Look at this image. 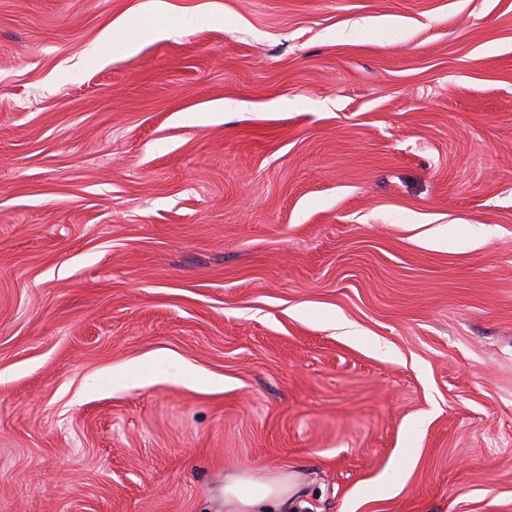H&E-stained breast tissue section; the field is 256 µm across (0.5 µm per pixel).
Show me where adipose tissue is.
I'll list each match as a JSON object with an SVG mask.
<instances>
[{"label": "adipose tissue", "mask_w": 512, "mask_h": 512, "mask_svg": "<svg viewBox=\"0 0 512 512\" xmlns=\"http://www.w3.org/2000/svg\"><path fill=\"white\" fill-rule=\"evenodd\" d=\"M299 486L287 473L240 471L224 482V512H301Z\"/></svg>", "instance_id": "obj_1"}]
</instances>
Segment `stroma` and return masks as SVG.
Segmentation results:
<instances>
[{"label":"stroma","mask_w":512,"mask_h":512,"mask_svg":"<svg viewBox=\"0 0 512 512\" xmlns=\"http://www.w3.org/2000/svg\"><path fill=\"white\" fill-rule=\"evenodd\" d=\"M257 465L512 512V0H0V512Z\"/></svg>","instance_id":"obj_1"}]
</instances>
